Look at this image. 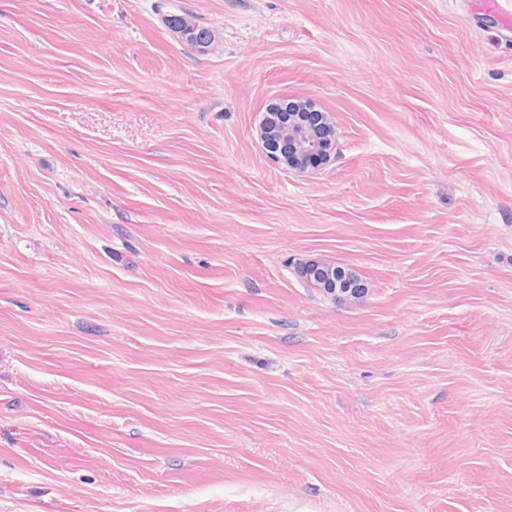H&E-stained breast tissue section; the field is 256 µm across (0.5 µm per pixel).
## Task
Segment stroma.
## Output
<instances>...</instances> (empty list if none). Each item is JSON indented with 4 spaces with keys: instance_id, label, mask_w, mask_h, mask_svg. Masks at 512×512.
<instances>
[{
    "instance_id": "obj_1",
    "label": "stroma",
    "mask_w": 512,
    "mask_h": 512,
    "mask_svg": "<svg viewBox=\"0 0 512 512\" xmlns=\"http://www.w3.org/2000/svg\"><path fill=\"white\" fill-rule=\"evenodd\" d=\"M472 5L0 0V512H512V32ZM277 96L337 160L266 158ZM169 17L170 18L167 19L169 25L173 29L178 30L177 33L179 34L180 40L187 48L196 53L204 54L209 50L206 48L212 46L213 42L207 46L201 43L204 35L209 32L202 29V26L204 25L200 24L196 20H188L189 18L179 15Z\"/></svg>"
}]
</instances>
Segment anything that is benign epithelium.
Instances as JSON below:
<instances>
[{
  "label": "benign epithelium",
  "instance_id": "obj_1",
  "mask_svg": "<svg viewBox=\"0 0 512 512\" xmlns=\"http://www.w3.org/2000/svg\"><path fill=\"white\" fill-rule=\"evenodd\" d=\"M304 111L289 115L279 136L270 138L267 133V116H262L258 136L265 156L276 165H283L298 173L318 171L336 160L339 146L334 129L325 113L312 103L303 102ZM357 285L347 275L333 281L331 296L336 300L350 297Z\"/></svg>",
  "mask_w": 512,
  "mask_h": 512
}]
</instances>
